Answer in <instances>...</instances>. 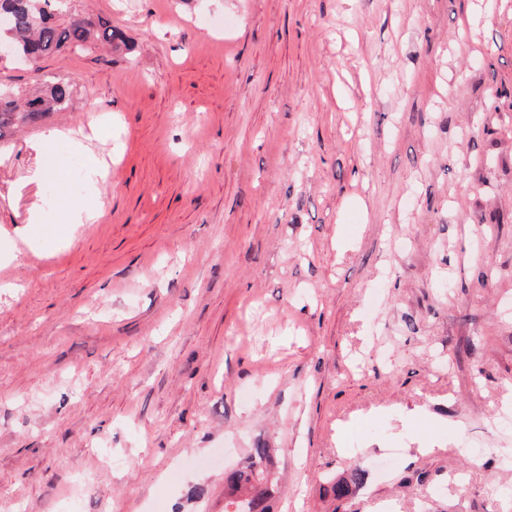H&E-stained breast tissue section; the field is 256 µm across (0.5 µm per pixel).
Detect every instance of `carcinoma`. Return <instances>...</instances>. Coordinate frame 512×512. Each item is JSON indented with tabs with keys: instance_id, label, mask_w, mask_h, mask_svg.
I'll list each match as a JSON object with an SVG mask.
<instances>
[{
	"instance_id": "carcinoma-1",
	"label": "carcinoma",
	"mask_w": 512,
	"mask_h": 512,
	"mask_svg": "<svg viewBox=\"0 0 512 512\" xmlns=\"http://www.w3.org/2000/svg\"><path fill=\"white\" fill-rule=\"evenodd\" d=\"M0 9L12 16L7 38L14 54L37 60L62 52L79 53L100 44L115 53L129 50L125 33L107 23H94L67 6V0H0ZM73 84L67 79L47 80L22 97L9 88L0 89V140L19 127L35 126L48 116L70 108ZM270 449H251L247 465L224 473V512H271L277 493L275 473L268 466ZM364 477L355 467L350 479L335 482L332 492L345 499L351 484Z\"/></svg>"
}]
</instances>
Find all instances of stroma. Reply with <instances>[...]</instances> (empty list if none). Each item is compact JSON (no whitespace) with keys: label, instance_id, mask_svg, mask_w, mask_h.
I'll return each mask as SVG.
<instances>
[{"label":"stroma","instance_id":"obj_1","mask_svg":"<svg viewBox=\"0 0 512 512\" xmlns=\"http://www.w3.org/2000/svg\"><path fill=\"white\" fill-rule=\"evenodd\" d=\"M72 8L131 49L0 58L75 84L0 140V512H224L259 444L274 512H512V0Z\"/></svg>","mask_w":512,"mask_h":512}]
</instances>
